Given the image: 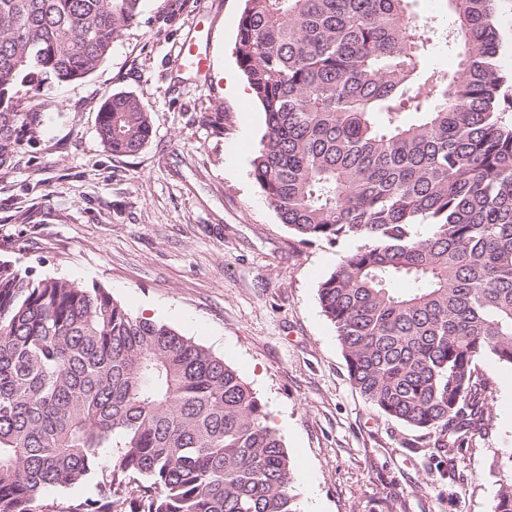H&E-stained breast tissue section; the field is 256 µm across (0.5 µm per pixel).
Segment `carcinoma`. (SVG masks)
<instances>
[{"label": "carcinoma", "instance_id": "cac0c4a2", "mask_svg": "<svg viewBox=\"0 0 512 512\" xmlns=\"http://www.w3.org/2000/svg\"><path fill=\"white\" fill-rule=\"evenodd\" d=\"M243 0L237 65L265 116L251 175L303 242L362 241L319 284L349 379L441 459L490 417L477 366L512 367V72L498 0ZM141 0H0V175L34 147L19 88L82 80ZM457 51L433 66L432 38ZM98 132L134 156L152 134L130 93ZM426 224L430 230L418 231ZM495 512H512V454ZM101 473L75 512H301L265 405L238 372L103 288L0 263V512ZM445 7V2L442 0H412L410 2V9L415 15L432 19L439 26L448 21Z\"/></svg>", "mask_w": 512, "mask_h": 512}]
</instances>
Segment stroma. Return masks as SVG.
<instances>
[{
  "mask_svg": "<svg viewBox=\"0 0 512 512\" xmlns=\"http://www.w3.org/2000/svg\"><path fill=\"white\" fill-rule=\"evenodd\" d=\"M242 0H142L89 77L42 90L39 141L0 176V259L45 277L97 285L223 356L256 393L293 463L302 512H494L512 453V368L478 364L491 395L485 430L435 465L425 431L377 412L352 386L317 288L359 243H301L251 175L265 131L233 54ZM207 43L199 82L174 64ZM147 108L152 136L112 154L98 113L116 93ZM224 115L223 129L207 124Z\"/></svg>",
  "mask_w": 512,
  "mask_h": 512,
  "instance_id": "stroma-1",
  "label": "stroma"
}]
</instances>
